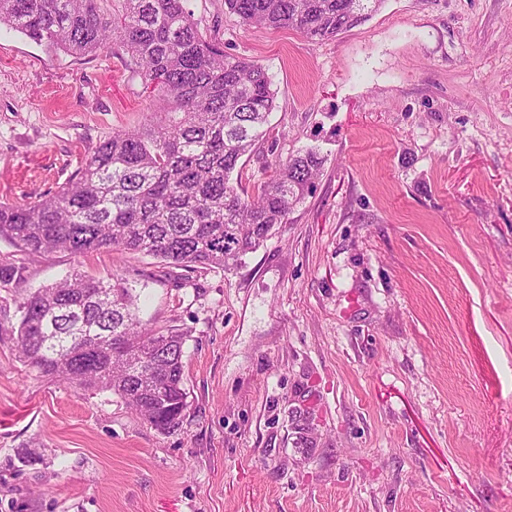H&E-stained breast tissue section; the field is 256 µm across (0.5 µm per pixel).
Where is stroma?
Returning a JSON list of instances; mask_svg holds the SVG:
<instances>
[{
    "instance_id": "35a3bbf8",
    "label": "stroma",
    "mask_w": 512,
    "mask_h": 512,
    "mask_svg": "<svg viewBox=\"0 0 512 512\" xmlns=\"http://www.w3.org/2000/svg\"><path fill=\"white\" fill-rule=\"evenodd\" d=\"M187 6L273 82L243 185L308 148L323 166L222 268L0 238L22 270L0 282V512H512V0H384L323 41ZM148 105L121 49L1 28L0 201L53 194ZM76 272L185 334L177 429L20 357L18 297Z\"/></svg>"
}]
</instances>
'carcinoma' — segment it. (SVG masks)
Wrapping results in <instances>:
<instances>
[{"mask_svg":"<svg viewBox=\"0 0 512 512\" xmlns=\"http://www.w3.org/2000/svg\"><path fill=\"white\" fill-rule=\"evenodd\" d=\"M187 0H0V27L72 55L121 48L153 94L142 125L117 130L73 178L33 205L0 201V237L32 254L103 249L222 268L288 223L314 186L313 148L276 161L253 192L233 179L275 108L266 69L203 37ZM384 0H224L243 23L327 40ZM123 282L76 274L21 298L16 346L40 373L119 394L153 427L187 409L184 337L135 313Z\"/></svg>","mask_w":512,"mask_h":512,"instance_id":"carcinoma-1","label":"carcinoma"}]
</instances>
